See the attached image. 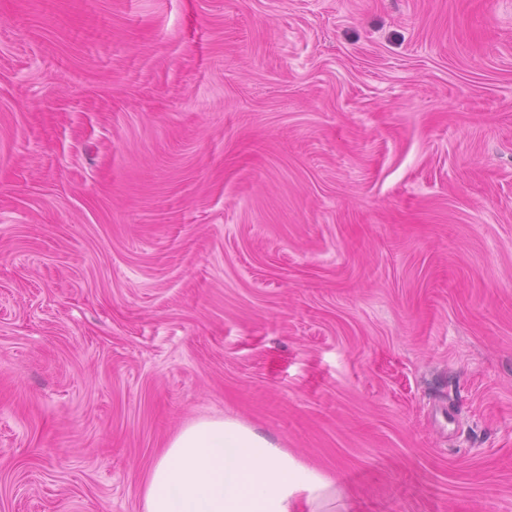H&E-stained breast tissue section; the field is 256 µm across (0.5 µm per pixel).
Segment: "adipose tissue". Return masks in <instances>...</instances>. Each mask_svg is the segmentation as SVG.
<instances>
[{
  "label": "adipose tissue",
  "mask_w": 512,
  "mask_h": 512,
  "mask_svg": "<svg viewBox=\"0 0 512 512\" xmlns=\"http://www.w3.org/2000/svg\"><path fill=\"white\" fill-rule=\"evenodd\" d=\"M143 512H336L335 480L231 418L184 426L151 467Z\"/></svg>",
  "instance_id": "obj_1"
}]
</instances>
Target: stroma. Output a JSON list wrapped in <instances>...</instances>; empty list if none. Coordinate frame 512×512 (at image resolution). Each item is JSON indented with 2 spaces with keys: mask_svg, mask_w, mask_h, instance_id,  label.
<instances>
[{
  "mask_svg": "<svg viewBox=\"0 0 512 512\" xmlns=\"http://www.w3.org/2000/svg\"><path fill=\"white\" fill-rule=\"evenodd\" d=\"M224 416L512 512V0H0V512Z\"/></svg>",
  "mask_w": 512,
  "mask_h": 512,
  "instance_id": "stroma-1",
  "label": "stroma"
}]
</instances>
